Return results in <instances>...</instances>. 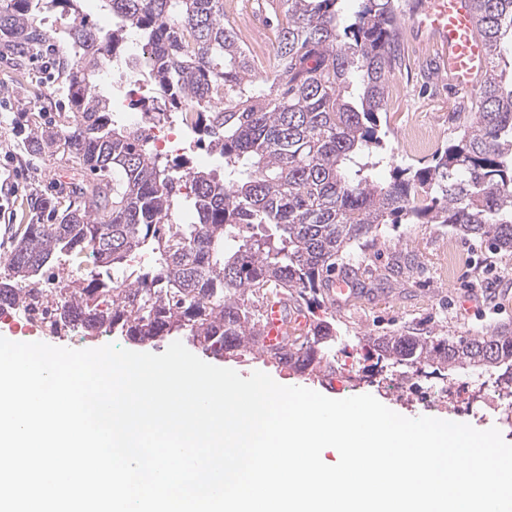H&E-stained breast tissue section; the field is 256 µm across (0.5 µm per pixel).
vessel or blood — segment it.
Instances as JSON below:
<instances>
[{
    "instance_id": "obj_1",
    "label": "vessel or blood",
    "mask_w": 512,
    "mask_h": 512,
    "mask_svg": "<svg viewBox=\"0 0 512 512\" xmlns=\"http://www.w3.org/2000/svg\"><path fill=\"white\" fill-rule=\"evenodd\" d=\"M411 26L436 46L438 76L456 92H473L486 59L476 32L472 0H422L411 16ZM263 315L266 324L261 342L268 348L279 347L283 337L295 334L306 324L303 312L290 310L284 301L267 303Z\"/></svg>"
}]
</instances>
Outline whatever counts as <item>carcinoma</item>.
Here are the masks:
<instances>
[{
  "label": "carcinoma",
  "instance_id": "1",
  "mask_svg": "<svg viewBox=\"0 0 512 512\" xmlns=\"http://www.w3.org/2000/svg\"><path fill=\"white\" fill-rule=\"evenodd\" d=\"M340 0H280L275 76L253 85L254 59L224 20V0H103L112 31L102 35L79 0H0V37L15 66L56 40L41 14L72 17L60 59L70 112L62 122L30 116L27 151L63 156L79 178L63 186L68 205L37 196L31 222L0 256V313L27 308L61 256L88 254L95 267L66 281L53 324L86 336L112 331L136 343L180 336L214 358L244 349L310 375L328 367L336 325L314 322L300 344L275 352L258 345L264 296L318 301L336 260L380 224H449L512 253V69L500 67L512 40V0H473L489 69L454 113L463 134L434 164L395 167L377 135L391 71L401 60L398 0H360L345 24ZM146 48L150 83L169 112L191 120L192 142L224 159L231 175L160 165L148 140L114 125L97 93L103 67L130 34ZM363 93L343 97L348 76ZM189 176L194 223L178 224L181 179ZM272 224L271 236L243 228ZM112 239V253L104 249ZM149 253L153 265L134 268ZM391 364H437L512 378V328L482 336H424L404 330L365 338Z\"/></svg>",
  "mask_w": 512,
  "mask_h": 512
}]
</instances>
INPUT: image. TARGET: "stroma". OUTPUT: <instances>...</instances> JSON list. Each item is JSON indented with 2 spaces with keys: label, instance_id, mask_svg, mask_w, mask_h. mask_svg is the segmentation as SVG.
<instances>
[{
  "label": "stroma",
  "instance_id": "35a3bbf8",
  "mask_svg": "<svg viewBox=\"0 0 512 512\" xmlns=\"http://www.w3.org/2000/svg\"><path fill=\"white\" fill-rule=\"evenodd\" d=\"M400 2L404 60L389 78L388 102L378 128L390 141L394 156L377 169L375 176L381 181L389 180L393 167L431 163L438 148L457 139L452 114L469 102L465 95L449 92L447 82L437 78L435 48L409 29L413 0ZM278 8V0H248L246 8L228 5L224 12L236 26L257 24L259 34L270 41L274 38L270 19ZM67 109L58 71H46L38 61L17 69L0 60V171L8 174L0 179V254L10 247L9 228L28 223L31 195H55L59 185L71 178L65 161L27 156L20 115L43 112L54 119ZM336 272L353 280L356 295L346 304L324 300L310 307L309 313L315 319H334L337 359L348 357L378 368L381 384L364 386V393L408 418H450L479 430L499 427L503 439L512 443V426L500 425L483 405L492 379L462 368L426 367L418 379L421 390L467 382V400L450 414L421 398L393 396L387 383L401 378L402 367L377 360L360 346L365 337L408 328L433 336H479L512 325V255L493 251L485 242L445 224H384L366 244L348 249L337 260ZM0 337L15 342L30 338L71 349L127 345L124 337L115 335L53 337L38 332L28 337L2 323Z\"/></svg>",
  "mask_w": 512,
  "mask_h": 512
}]
</instances>
